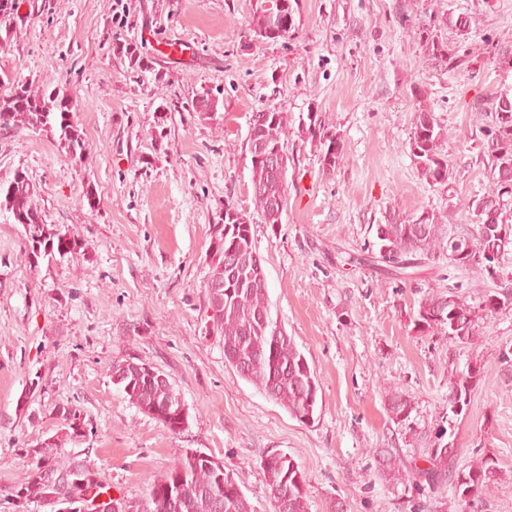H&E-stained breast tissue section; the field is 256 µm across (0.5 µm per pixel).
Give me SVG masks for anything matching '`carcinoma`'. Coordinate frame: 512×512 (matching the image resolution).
Returning a JSON list of instances; mask_svg holds the SVG:
<instances>
[{"instance_id":"carcinoma-1","label":"carcinoma","mask_w":512,"mask_h":512,"mask_svg":"<svg viewBox=\"0 0 512 512\" xmlns=\"http://www.w3.org/2000/svg\"><path fill=\"white\" fill-rule=\"evenodd\" d=\"M297 0H257L251 18V29L258 37L262 31L274 25L276 17H290V24L279 38L286 39L296 29ZM17 0H0V27L9 26L16 19ZM426 56L442 62L451 69H459L470 63V51L432 37L423 41ZM113 54L127 60L129 68L143 66L144 56L138 44L131 40L113 43ZM219 108V98L209 92L199 95L195 111L208 115ZM474 110L489 115L484 129L483 154L487 157L489 187L477 199L468 201L467 208L478 213L480 221L468 229L458 227L448 230V238L468 244L471 251L465 255L448 252V264L462 271H476L495 278L501 268V257L482 255L484 237L502 231L512 239V91L501 90L492 98L490 108L477 103ZM308 123L301 132L319 147L320 163L326 173H331L343 162V144L337 133L329 131L307 114ZM43 131L64 144L69 155L75 157L85 150V140L72 121L66 98L57 91L34 94L24 86H16L0 96V130L10 131L19 125ZM288 119L277 109H263L253 114L249 121L247 146L251 154V185L254 202L267 224L282 223L287 201V173H275L268 169L264 154L281 145ZM448 131L441 126L434 113L427 109L415 112L409 147L421 176L429 183L449 186L454 179L448 165L443 144ZM6 208L15 223L28 228V243L34 256L50 259L59 255L73 254L81 248L78 239L59 228H49L32 205V193L27 175L19 171L3 191ZM224 234L220 235L216 260L211 267L209 280L221 281L224 287L208 293L212 310L213 326L220 333L224 346L226 366L252 384L268 398L282 406L303 424L315 422L318 406V379L306 357L287 333L275 332L276 321L271 312L268 285L261 284L264 274L261 257L251 233L249 219L233 204L224 207ZM441 217L426 209L408 217H393L385 224L376 225V241L381 260L401 272L413 264L411 257L425 258L444 243L439 236ZM229 255L232 266L224 265L220 256ZM512 295L507 286L489 288L478 297L470 298L453 286L442 292H427L418 301L414 327L420 332L442 336L454 344H471L477 336L480 320L503 309L498 300ZM248 365V372L241 373L238 366ZM484 364L471 358L463 368L452 374L448 393V424L460 416L470 403V395L476 386ZM112 375L129 401L142 413L162 423L173 433L181 429L160 415V410L178 401L171 384H159L147 379L143 366L131 360L117 362ZM388 411L391 419L405 422L413 411L411 401L398 392L389 397ZM61 415L68 422L73 435H82L84 419L80 410L62 407ZM447 430L438 433L439 442L426 457L428 467L406 468L401 461L387 458L379 469L380 477L395 483L424 481L438 487L453 479L457 492L466 497L479 498L489 493L498 478L496 462L480 458L462 469L456 467L453 443L441 442ZM72 465L54 462L45 454L35 462L26 480L12 489L9 500L17 508L30 503L61 512L54 498L51 477L67 472ZM266 489L271 499L288 493L287 512H309L306 491V475L301 466L289 454L269 466H262ZM84 484L77 488L80 506L76 512H87L86 495L92 488L104 485L103 477L84 468ZM224 503L223 512H255L254 506L240 489L231 472L211 463V456L188 450L163 475L148 482L146 512H216L215 501Z\"/></svg>"}]
</instances>
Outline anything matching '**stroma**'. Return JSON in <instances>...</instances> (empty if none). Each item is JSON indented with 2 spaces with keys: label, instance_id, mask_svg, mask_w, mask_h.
I'll list each match as a JSON object with an SVG mask.
<instances>
[{
  "label": "stroma",
  "instance_id": "1",
  "mask_svg": "<svg viewBox=\"0 0 512 512\" xmlns=\"http://www.w3.org/2000/svg\"><path fill=\"white\" fill-rule=\"evenodd\" d=\"M256 0H19L0 29V95L16 85L67 95L86 140L69 157L44 132H0V185L26 173L45 224L68 229L79 253L34 256L24 225L0 207V500L27 477L42 444L58 462L99 472L114 501L139 512L150 478L188 450L223 461L257 512H273L262 459L291 455L307 478L310 512H512V306L481 320L476 348L417 331L426 291L480 295L489 277L436 251L397 274L379 260L375 227L428 209L474 227L467 208L488 184L483 125L474 111L512 87V0H298V26L278 42L250 29ZM466 16L468 67L427 61L420 32L458 41L445 24ZM138 43L147 68L131 76L112 53ZM219 93L216 119L199 92ZM288 118V200L265 223L246 145L253 112ZM448 131L451 187L422 179L410 153L415 112ZM316 113L343 143L323 172L301 132ZM250 219L274 319L317 375L319 416L305 425L224 363L206 282L213 226L226 203ZM487 367L450 439L457 467L490 456L500 480L471 501L453 485L388 484L384 457L424 467L448 414L452 371ZM166 375L188 411L174 434L139 412L112 379L124 360ZM414 409L405 425L389 391ZM87 424L72 436L60 407Z\"/></svg>",
  "mask_w": 512,
  "mask_h": 512
}]
</instances>
